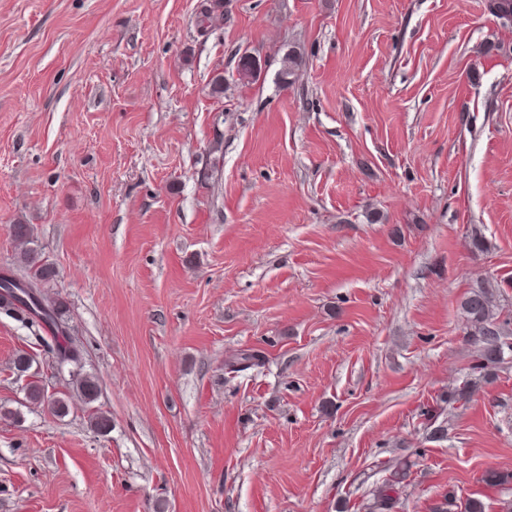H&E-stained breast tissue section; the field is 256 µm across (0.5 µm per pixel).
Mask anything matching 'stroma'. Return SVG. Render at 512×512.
<instances>
[{
  "label": "stroma",
  "mask_w": 512,
  "mask_h": 512,
  "mask_svg": "<svg viewBox=\"0 0 512 512\" xmlns=\"http://www.w3.org/2000/svg\"><path fill=\"white\" fill-rule=\"evenodd\" d=\"M206 3L0 0V271L30 225L100 388L0 314V512H369L400 461L393 512H500L512 352L450 395L469 287L512 312V27L487 0ZM247 51L259 77L212 95ZM26 399L29 403L42 405L47 402L57 414H64L67 410V401L63 397H48L45 387L36 381L30 382L26 387Z\"/></svg>",
  "instance_id": "35a3bbf8"
}]
</instances>
